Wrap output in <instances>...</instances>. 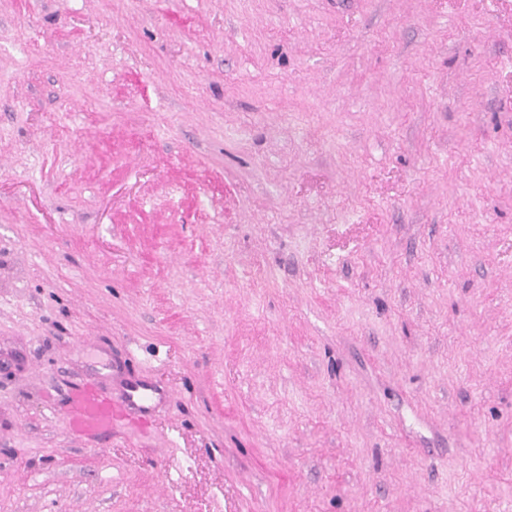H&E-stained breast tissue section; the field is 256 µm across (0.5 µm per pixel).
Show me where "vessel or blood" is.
<instances>
[{"instance_id": "b4317fda", "label": "vessel or blood", "mask_w": 512, "mask_h": 512, "mask_svg": "<svg viewBox=\"0 0 512 512\" xmlns=\"http://www.w3.org/2000/svg\"><path fill=\"white\" fill-rule=\"evenodd\" d=\"M151 385L132 381L118 395L106 396L95 387L85 384L74 388L68 397V422L71 434L95 440L111 432L120 417H137L147 421L151 412Z\"/></svg>"}]
</instances>
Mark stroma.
<instances>
[{
    "instance_id": "1",
    "label": "stroma",
    "mask_w": 512,
    "mask_h": 512,
    "mask_svg": "<svg viewBox=\"0 0 512 512\" xmlns=\"http://www.w3.org/2000/svg\"><path fill=\"white\" fill-rule=\"evenodd\" d=\"M0 512H512V0H0ZM155 389L144 382L131 381L117 396H105L95 387L84 384L74 388L68 397V422L71 434L96 440L112 433V425L121 417L146 422L151 413L149 402Z\"/></svg>"
}]
</instances>
